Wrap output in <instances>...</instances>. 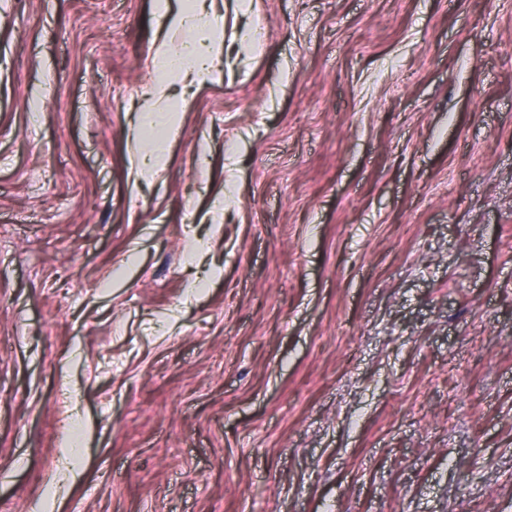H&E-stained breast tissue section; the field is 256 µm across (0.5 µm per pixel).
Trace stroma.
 <instances>
[{
    "instance_id": "1",
    "label": "stroma",
    "mask_w": 512,
    "mask_h": 512,
    "mask_svg": "<svg viewBox=\"0 0 512 512\" xmlns=\"http://www.w3.org/2000/svg\"><path fill=\"white\" fill-rule=\"evenodd\" d=\"M155 5L0 0V512H512V0H212L141 176Z\"/></svg>"
}]
</instances>
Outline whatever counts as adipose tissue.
<instances>
[{
    "label": "adipose tissue",
    "mask_w": 512,
    "mask_h": 512,
    "mask_svg": "<svg viewBox=\"0 0 512 512\" xmlns=\"http://www.w3.org/2000/svg\"><path fill=\"white\" fill-rule=\"evenodd\" d=\"M159 13L161 18L170 19L181 29L185 37L177 48L160 46L154 58L161 79L151 88L152 106L141 112L138 122L140 131L152 135L141 157L140 168L144 171L154 169L164 160L168 135L178 123L180 107L167 99L166 81L191 76L198 82H205L212 73L215 56L224 47V29L210 14L190 6L173 16L165 4L161 5Z\"/></svg>",
    "instance_id": "obj_1"
}]
</instances>
